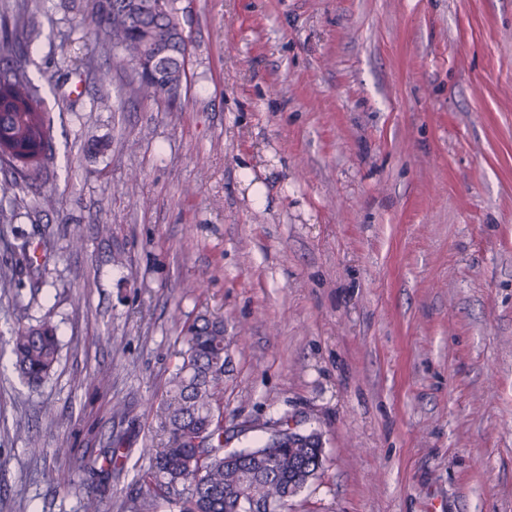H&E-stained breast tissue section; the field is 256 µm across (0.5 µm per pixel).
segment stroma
<instances>
[{
  "instance_id": "stroma-1",
  "label": "stroma",
  "mask_w": 512,
  "mask_h": 512,
  "mask_svg": "<svg viewBox=\"0 0 512 512\" xmlns=\"http://www.w3.org/2000/svg\"><path fill=\"white\" fill-rule=\"evenodd\" d=\"M92 6L38 16L33 77L70 71L69 99L45 94L57 204L0 224L21 283L0 288V512H173L183 489L147 509L139 476L203 314L225 450L283 418L321 436L286 512H512V0H179L172 106L100 86ZM103 94L122 110L90 111ZM21 234L50 244L43 286ZM46 314L60 357L32 388L8 340ZM118 435L89 491L75 461Z\"/></svg>"
}]
</instances>
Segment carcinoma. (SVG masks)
<instances>
[{
	"mask_svg": "<svg viewBox=\"0 0 512 512\" xmlns=\"http://www.w3.org/2000/svg\"><path fill=\"white\" fill-rule=\"evenodd\" d=\"M42 0H0V224L51 208L53 191L41 190L53 164V126L42 85L30 77L31 49L42 36L37 14ZM77 25L112 52L109 71H132L128 93L165 99L180 96L186 78L187 37L177 0H95ZM186 349L161 406L166 446L144 449L150 468L141 486L158 498L176 486L186 495L179 512H280L323 464L320 436L293 431L269 435L250 450L224 452V322L206 315L183 326ZM9 346L14 366L32 386L44 382L58 362L56 327L44 317L20 323Z\"/></svg>",
	"mask_w": 512,
	"mask_h": 512,
	"instance_id": "carcinoma-1",
	"label": "carcinoma"
}]
</instances>
